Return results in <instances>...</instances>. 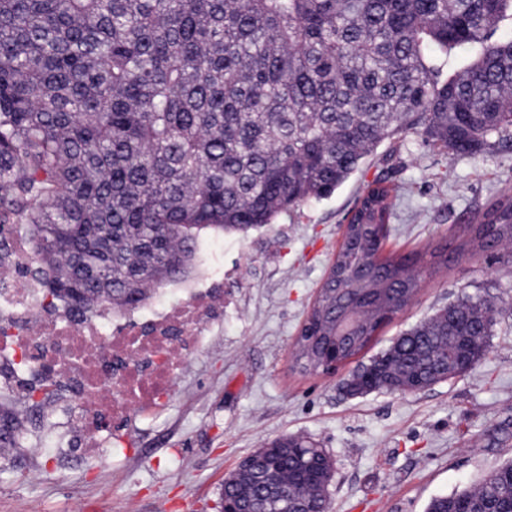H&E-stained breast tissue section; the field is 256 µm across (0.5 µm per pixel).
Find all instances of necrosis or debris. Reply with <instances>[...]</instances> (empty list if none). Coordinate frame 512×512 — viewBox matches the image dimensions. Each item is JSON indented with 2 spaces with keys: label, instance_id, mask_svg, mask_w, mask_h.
<instances>
[{
  "label": "necrosis or debris",
  "instance_id": "obj_1",
  "mask_svg": "<svg viewBox=\"0 0 512 512\" xmlns=\"http://www.w3.org/2000/svg\"><path fill=\"white\" fill-rule=\"evenodd\" d=\"M0 267V341L13 347L12 369L44 386L65 385L72 419L90 437L108 421L162 405L209 324L224 316L222 287L188 289L176 302L157 301L121 319H76L49 312L38 283L17 272L30 256L15 237Z\"/></svg>",
  "mask_w": 512,
  "mask_h": 512
}]
</instances>
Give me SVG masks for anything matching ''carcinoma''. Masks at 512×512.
Returning <instances> with one entry per match:
<instances>
[{"instance_id":"obj_1","label":"carcinoma","mask_w":512,"mask_h":512,"mask_svg":"<svg viewBox=\"0 0 512 512\" xmlns=\"http://www.w3.org/2000/svg\"><path fill=\"white\" fill-rule=\"evenodd\" d=\"M512 0H0V241L24 232L29 262L74 317L135 308L180 279L197 234L247 233L331 195L380 143L405 133L450 155L512 140ZM464 47L472 62L438 79L425 50ZM395 188L377 180L301 328L296 362L345 363L415 298L426 272L467 244L385 255ZM470 243L512 264V194L468 225ZM495 308L467 296L369 361L357 394L421 389L473 336L464 371L485 357ZM333 461L302 436L251 454L222 496L282 512L263 478L310 499ZM480 512L512 506V462L472 489L431 500Z\"/></svg>"}]
</instances>
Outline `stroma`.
<instances>
[{"label":"stroma","mask_w":512,"mask_h":512,"mask_svg":"<svg viewBox=\"0 0 512 512\" xmlns=\"http://www.w3.org/2000/svg\"><path fill=\"white\" fill-rule=\"evenodd\" d=\"M397 188L389 253L462 237L512 190V141L448 156L414 134L378 145L331 196L246 234L201 232L193 267L169 300L207 276L224 279V319L180 372L160 408L109 424L84 447L66 392L28 398L9 372L19 450L0 454V512H221L225 479L267 440L303 434L334 462L330 512H426L430 501L512 461V267L476 253L424 277L403 311L332 374L296 365L299 331L328 275L350 212L369 185ZM467 295L496 307L473 370L415 393H346L362 364L405 330Z\"/></svg>","instance_id":"obj_1"}]
</instances>
